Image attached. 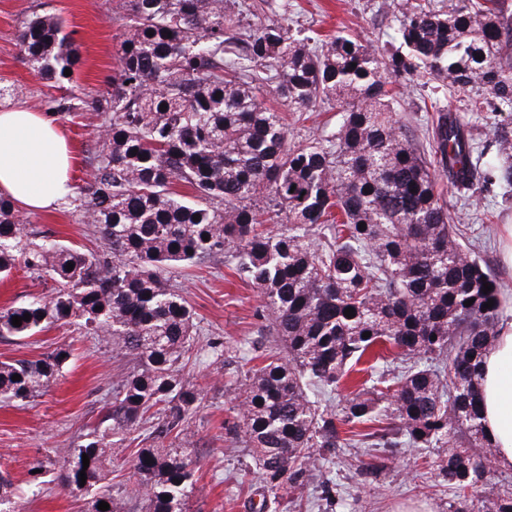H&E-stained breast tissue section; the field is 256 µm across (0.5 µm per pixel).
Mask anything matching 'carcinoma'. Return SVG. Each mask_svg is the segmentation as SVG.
<instances>
[{
	"label": "carcinoma",
	"mask_w": 512,
	"mask_h": 512,
	"mask_svg": "<svg viewBox=\"0 0 512 512\" xmlns=\"http://www.w3.org/2000/svg\"><path fill=\"white\" fill-rule=\"evenodd\" d=\"M124 7L119 66L104 98L107 136L91 183L71 200L99 229L102 249L30 237L15 202L0 195V275L22 268L53 284L48 298L1 309L0 336L76 323L108 337L129 363L112 384V409L67 454L59 479L90 496L89 512H101V501L120 512L121 501L103 490L112 449L156 408L164 418L153 438L169 437L171 447L140 448L130 467L145 512H186L196 473L189 422L200 393L182 372L199 331L168 273L224 254L263 295L267 335L286 348L282 356L269 347L264 365L240 376L232 364L242 344L227 341L216 353L239 418L226 434L249 448L270 493L304 486L340 448L383 449L359 465L358 476L371 480L396 448L424 459L446 448L431 465L453 493L451 512H512V483L492 481L496 456L478 393L505 285L464 241L461 215L448 210L435 178L446 171L464 200L481 182L512 188V5L401 0L399 46L386 52L348 34L312 47L275 22L244 41L224 0ZM18 44L45 79L73 82L81 56L58 17L33 14ZM426 75L449 93L475 89L495 102L505 118L492 124L491 157L443 106L431 119L429 159L396 126L393 85ZM264 84L292 112L338 103L334 139L290 143L284 116L260 94ZM80 103L64 95L50 110ZM26 313L30 320L12 324ZM70 357L56 348L0 362V402L34 400ZM354 374L363 379L340 408H321Z\"/></svg>",
	"instance_id": "obj_1"
}]
</instances>
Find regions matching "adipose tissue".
<instances>
[{
	"label": "adipose tissue",
	"instance_id": "ef3b65f1",
	"mask_svg": "<svg viewBox=\"0 0 512 512\" xmlns=\"http://www.w3.org/2000/svg\"><path fill=\"white\" fill-rule=\"evenodd\" d=\"M72 155L53 119L23 104L0 109V194L24 211H42L74 194ZM482 424L500 465L512 468V319L498 325L481 368Z\"/></svg>",
	"mask_w": 512,
	"mask_h": 512
}]
</instances>
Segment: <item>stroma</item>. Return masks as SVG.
<instances>
[{"instance_id":"35a3bbf8","label":"stroma","mask_w":512,"mask_h":512,"mask_svg":"<svg viewBox=\"0 0 512 512\" xmlns=\"http://www.w3.org/2000/svg\"><path fill=\"white\" fill-rule=\"evenodd\" d=\"M387 2L262 0L260 10L251 15L241 13V0H224L228 13L240 14L245 36L253 34L258 21L270 20L287 25L299 38L342 30L381 50L388 49L398 25L399 14ZM36 8L58 16L80 46L82 65L71 89L86 105L78 114L59 113L55 119L74 155L73 183L84 187L92 179V156L100 148L105 123L104 114L95 111L92 102L112 89L123 0H0V107L24 103L43 112L49 98L59 93L32 70L18 45V31ZM438 95L434 83L418 80L397 96L395 120L410 139L426 141L431 105ZM472 97L469 91L455 93L448 97V107L463 114L478 142L490 143L493 104L484 100L481 111L472 112L468 109ZM338 111L332 101L317 106L304 121L289 115L290 141L333 139ZM447 200L451 208L462 211L467 235L479 243L482 258L512 289V265L505 264L501 255V245L512 233V191L501 187L466 204L452 194ZM20 222L31 236H47L87 252L102 246L98 229L80 221L65 202L45 213H22ZM171 281L200 330L197 355L185 369L186 379L201 394L190 422L199 470L187 500L189 512H258L263 490L257 475L243 471L247 451L231 447L224 439V422L235 411L224 393V370L211 347L229 339L259 340L268 324L265 301L257 289L235 278L220 256L177 270ZM51 291V282L36 281L15 270L0 277V308L27 303ZM61 346L70 348L72 356L40 397L28 404L0 403V473L13 482L17 512H87L88 496L58 481L37 484L30 469L37 460L84 442L112 404L113 380L126 369L125 358L104 337L86 333L76 324L55 325L28 338L0 337V361L31 359ZM160 423V416H153L139 430L138 440L126 441L124 452L112 458L107 483L113 496L123 499L124 512H143L128 459L138 448L155 447L149 434ZM362 455V449H345L317 472L303 492L281 490L273 512H449L451 492L435 471L416 465L414 452L401 451L392 468L371 484L361 481L356 472Z\"/></svg>"}]
</instances>
